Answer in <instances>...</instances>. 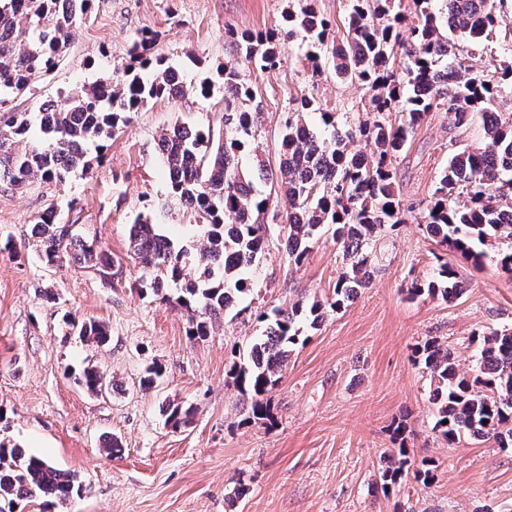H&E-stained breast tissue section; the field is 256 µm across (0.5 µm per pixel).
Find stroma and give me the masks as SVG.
I'll use <instances>...</instances> for the list:
<instances>
[{"instance_id": "obj_1", "label": "stroma", "mask_w": 512, "mask_h": 512, "mask_svg": "<svg viewBox=\"0 0 512 512\" xmlns=\"http://www.w3.org/2000/svg\"><path fill=\"white\" fill-rule=\"evenodd\" d=\"M330 20L325 45L294 38L282 44L280 66L244 64L231 33L284 28L297 0H95L57 68L32 95L16 99L19 112L64 91H79L117 75L131 62L142 31L158 34L154 53L177 66L183 97L149 103L117 133L90 171L65 184L34 180L26 192L0 186V441L19 445L77 475L82 484L54 512H512V449L493 442L447 443L433 432L430 377L412 348L437 338L455 353L461 369L472 365L473 335L512 326V277L498 265L512 244L494 239L473 267L459 253L441 250L425 230V205L449 155L484 141L481 121L455 128L450 115L430 112L395 167L399 195L409 209L405 224L377 237L375 274L368 288L291 352L274 389V426L247 422L249 404L226 371L238 351L260 335L255 312L290 300H325L344 269L340 248L323 235L300 267L288 264L278 225L242 303L246 314L220 321L203 341L187 335V314L155 296H141L143 271L128 252V229L150 215L163 234L183 244L199 238L194 218L170 194L157 156V139L175 122L222 129L220 96L202 97L199 84L225 66L239 67L262 105V122L241 154L243 166L259 159L279 165V135L295 100L313 99L308 119L324 112L356 122L369 90L334 75L331 47L344 33L350 0H313ZM497 9L500 26L489 41L468 45L477 75L512 62V0ZM316 62H308V53ZM55 204L119 266H43L35 244L4 250L7 237L30 233L35 217ZM466 279V292L444 302L406 297L412 281H427L436 254ZM55 302H46L45 291ZM107 325L99 346L73 334L64 316ZM166 369L157 386L140 385L150 362ZM96 367L112 391L95 396L78 374ZM194 406L188 427L165 423L170 401ZM406 423L404 446L412 463L433 460L437 478L381 490L384 456L395 446L393 423ZM123 448L111 457L108 438ZM246 485L239 498L235 490Z\"/></svg>"}]
</instances>
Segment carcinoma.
<instances>
[{
	"label": "carcinoma",
	"mask_w": 512,
	"mask_h": 512,
	"mask_svg": "<svg viewBox=\"0 0 512 512\" xmlns=\"http://www.w3.org/2000/svg\"><path fill=\"white\" fill-rule=\"evenodd\" d=\"M93 0H0V184L24 189L39 178L62 185L77 170L91 168L105 143L129 125L132 114L158 99H173L171 76L177 70L152 56L153 34L133 42L130 54L139 67H126L119 79H102L78 92L61 93L41 104L36 115L17 112L12 102L32 93L35 83L56 68L63 47L75 38ZM496 0H351L343 39L332 49L336 75L367 86L372 94L358 125L341 128L335 112L321 113L322 134L305 115L314 102L303 98L287 113L280 135L277 192L285 199L281 225L288 262L303 264L323 229L333 227L345 266L333 295L326 301L297 299L288 307L262 312V335L238 353L228 374L250 400L252 417L270 414V393L278 386L288 355L318 329L328 313L369 287L374 270L370 244L387 227L404 223L396 187L394 161L429 112L442 108L460 128L482 120L484 144L465 148L448 159L426 204V231L443 248L460 253L474 266L483 264L476 249L489 238L512 241V222L504 220V189H512V115L505 118L491 105L504 80L512 81V64L500 75H470L464 49L448 33L476 39L496 30ZM328 23L317 16L311 0H299L288 12L284 37L304 32L325 43ZM280 38L245 33L235 42L248 64L272 69L280 64ZM402 66H394L395 56ZM224 131L196 130L176 122L157 140L159 158L171 195L196 214L204 228V244L176 245L158 232L148 215L129 228V249L159 293L169 285L177 304L190 314L188 336L203 340L218 320L238 309L250 291V274L269 242L265 214L270 198L256 194V182L270 179L261 163L245 168L239 159L260 125L261 107L253 89L236 67L222 72ZM42 144L33 146V130ZM364 148L351 147L355 138ZM32 237L49 267L65 262L111 266V258L95 251L65 223L54 205L36 219ZM465 293L457 269L444 261L426 283L407 288L411 299L439 297L451 302ZM79 336L104 344L107 327L97 321H71ZM475 365L458 369L454 352L429 339L416 358L430 376L435 408L432 430L450 443L467 438L493 441L512 449V327H502L470 340ZM78 381L91 394L112 386L93 367ZM166 422L173 429L189 423L192 406L170 402ZM413 475L426 487L436 476L429 466L411 469L403 449L384 459L383 488ZM81 491L76 478L17 445L0 444V512H14L23 500L63 503Z\"/></svg>",
	"instance_id": "cac0c4a2"
}]
</instances>
